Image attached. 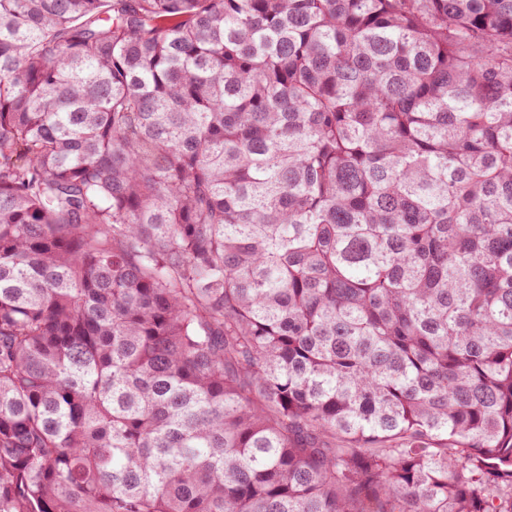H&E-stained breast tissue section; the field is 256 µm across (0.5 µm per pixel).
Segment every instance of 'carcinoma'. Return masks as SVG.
Returning a JSON list of instances; mask_svg holds the SVG:
<instances>
[{
  "instance_id": "cac0c4a2",
  "label": "carcinoma",
  "mask_w": 512,
  "mask_h": 512,
  "mask_svg": "<svg viewBox=\"0 0 512 512\" xmlns=\"http://www.w3.org/2000/svg\"><path fill=\"white\" fill-rule=\"evenodd\" d=\"M0 512H512V0H0Z\"/></svg>"
}]
</instances>
